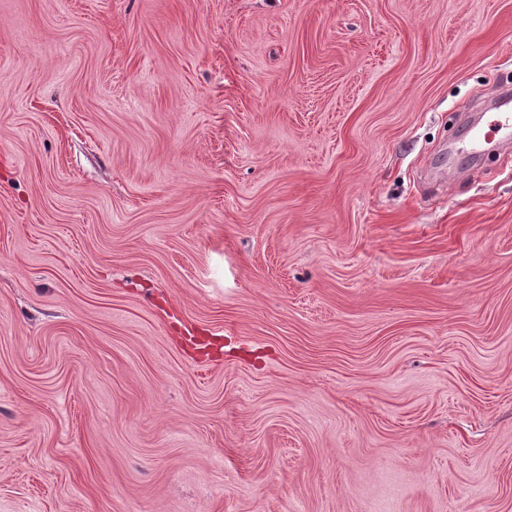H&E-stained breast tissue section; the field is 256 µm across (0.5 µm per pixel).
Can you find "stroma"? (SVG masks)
Here are the masks:
<instances>
[{
    "label": "stroma",
    "instance_id": "stroma-1",
    "mask_svg": "<svg viewBox=\"0 0 512 512\" xmlns=\"http://www.w3.org/2000/svg\"><path fill=\"white\" fill-rule=\"evenodd\" d=\"M512 0H0V512H512ZM490 117L486 123L488 131L485 134V138L489 134H503L500 139L503 146L509 147L512 139V113L511 108L504 112H491Z\"/></svg>",
    "mask_w": 512,
    "mask_h": 512
}]
</instances>
